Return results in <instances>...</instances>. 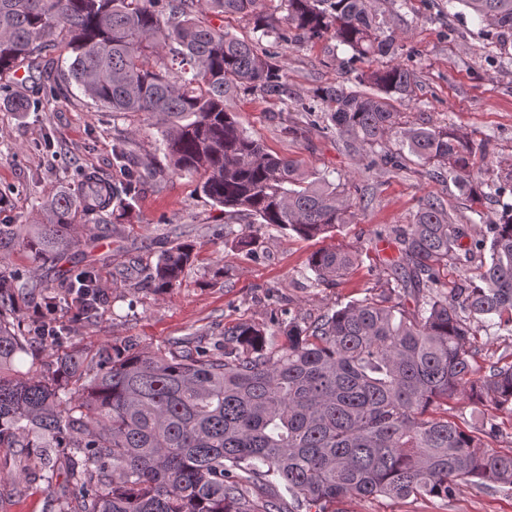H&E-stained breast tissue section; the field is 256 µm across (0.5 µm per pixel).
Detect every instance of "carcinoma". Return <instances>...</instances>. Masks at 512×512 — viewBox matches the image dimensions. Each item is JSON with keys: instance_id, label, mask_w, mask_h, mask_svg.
Segmentation results:
<instances>
[{"instance_id": "cac0c4a2", "label": "carcinoma", "mask_w": 512, "mask_h": 512, "mask_svg": "<svg viewBox=\"0 0 512 512\" xmlns=\"http://www.w3.org/2000/svg\"><path fill=\"white\" fill-rule=\"evenodd\" d=\"M284 4L282 26L258 11L259 0H0V72L35 66L64 38V79L97 105L156 120L160 150L174 170L202 175L214 205L260 228L324 239L348 223L345 189L272 155L225 105L242 89L287 97L283 66L207 15L252 17L259 41L334 40L353 61L395 54L396 39L368 0ZM458 6L487 34L512 36V0H448ZM367 80L371 93L338 84L316 98L330 105L326 129L373 152L396 127L392 101L410 95L414 80L399 63ZM400 134L409 154L448 170L469 197L483 194L486 182L472 175L482 144L446 125ZM112 158V175L81 173L77 190L47 202L41 222L0 226V244L18 241L55 264L81 246L76 214L94 216L92 239L128 212L154 173L131 163L122 141ZM395 241L379 294L305 326L242 322L206 344L177 340L167 355L121 344L92 357L70 349L51 315L62 299L77 319L107 302L97 266L61 273L51 288L0 267V447L37 460L49 485L61 476L74 483L78 512H329L356 496L448 499L468 481L512 488V450L489 447L439 413L458 396L512 413V364L480 376L472 365L473 323L488 320L512 335V202L476 239L429 197ZM459 250L481 257L478 282L450 288L440 269ZM193 258L194 245L172 246L147 283L169 292ZM359 260L322 247L308 269L324 282ZM21 301L41 315L22 329L5 318ZM270 337L281 339L279 350L267 349ZM34 350L57 352L50 375H12L17 357Z\"/></svg>"}]
</instances>
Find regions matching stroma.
Segmentation results:
<instances>
[{"label": "stroma", "mask_w": 512, "mask_h": 512, "mask_svg": "<svg viewBox=\"0 0 512 512\" xmlns=\"http://www.w3.org/2000/svg\"><path fill=\"white\" fill-rule=\"evenodd\" d=\"M448 0H370L378 19L397 36L396 62L414 74L411 97L396 102L401 127L445 125L461 136L485 144L473 160L475 176L512 169V40L504 49L488 48V38L470 16L448 13ZM288 74L285 102L239 91L230 103L254 139L278 156L298 159L301 168L346 187L352 219L326 239L306 240L289 230L264 228L253 254L237 250L236 236L248 224L229 216L200 190L196 175L173 173L156 151L160 133L140 113L119 114L96 105L67 83L57 67L67 60L63 48L52 49L46 69L24 80L0 75V225L32 224L42 202L75 189L79 170L112 171V146L132 135L131 152L160 176L145 186L127 217L98 229L94 247L82 248L51 266L20 247L0 254L12 268L53 281L57 271L95 262L108 294L107 303L90 317L73 320L69 308L54 319L78 347L94 351L115 342L133 341L149 352L167 349L177 338L222 335L239 322L270 323L292 314L309 323L328 311L377 292L389 271L377 247L379 236L414 222L422 201L436 197L452 221L482 234L498 220L501 206L494 194L470 201L438 168L404 155L402 168L370 164L365 153L324 128L322 110L302 108L317 89L342 83L365 71L350 51L332 50L330 42L270 45ZM25 95L30 108L13 111L8 96ZM297 135H288V127ZM178 242L194 244L196 257L180 287L161 294L143 283L146 268ZM357 251L362 261L336 282H316L307 268L310 253L324 246ZM474 364L480 370L512 363V336L497 327L480 328ZM448 417L473 434H482L488 419L498 430L491 447L512 448V415L464 397L448 403ZM16 449L0 448V512H58L45 482L11 479L6 466ZM336 512H512V488L464 483L449 499L385 496L347 498Z\"/></svg>", "instance_id": "1"}]
</instances>
